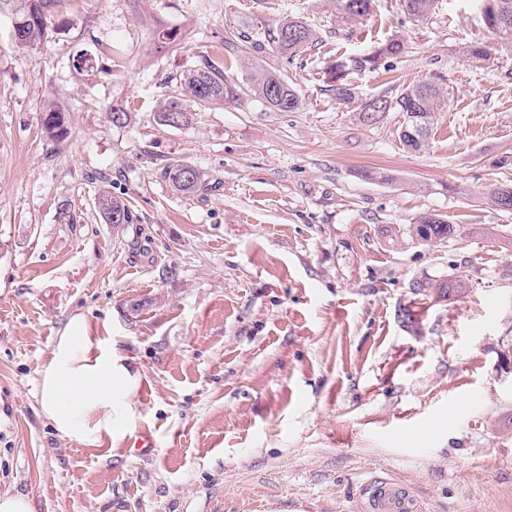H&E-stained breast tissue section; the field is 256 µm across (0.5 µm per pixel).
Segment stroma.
Returning a JSON list of instances; mask_svg holds the SVG:
<instances>
[{"label":"stroma","mask_w":512,"mask_h":512,"mask_svg":"<svg viewBox=\"0 0 512 512\" xmlns=\"http://www.w3.org/2000/svg\"><path fill=\"white\" fill-rule=\"evenodd\" d=\"M243 15L297 17L317 39L289 58L227 51ZM57 21L23 49L0 15V494L33 512H359L386 477L423 512H512V212L484 196L512 185V50L476 0L420 21L372 0L351 22L334 0H70ZM162 28L180 41L157 42ZM391 38L404 54L348 75L357 97L337 101L336 58ZM477 43L486 59L463 55ZM206 58L239 83L253 64L284 75L300 109L249 95L161 125ZM422 80L446 102L421 150L400 142L402 113L359 122L367 98ZM51 106L65 140L42 133ZM178 158L205 189L160 177ZM373 168L394 182L363 179ZM106 177L132 223L102 220ZM426 213L458 235L418 242L406 227ZM457 273L460 298L413 288ZM75 315L138 378L128 432L100 448L62 438L38 403ZM182 99L173 97L164 105L162 111L157 112V120L160 124L178 128L190 122V112L185 111Z\"/></svg>","instance_id":"stroma-1"}]
</instances>
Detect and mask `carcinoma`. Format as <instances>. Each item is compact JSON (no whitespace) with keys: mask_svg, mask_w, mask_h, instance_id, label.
Segmentation results:
<instances>
[{"mask_svg":"<svg viewBox=\"0 0 512 512\" xmlns=\"http://www.w3.org/2000/svg\"><path fill=\"white\" fill-rule=\"evenodd\" d=\"M64 0H0V9L8 6L14 21L27 26L31 23L36 27V39L32 42H21L19 46L34 48L49 37L55 29L54 17ZM485 26L496 36L497 41L505 49L512 50V0H477ZM371 0H336L338 18L348 21L363 18L370 11ZM405 12L416 20L427 18L436 7V0H402ZM314 31L297 18H288L276 24H258L251 17L240 18L226 32L225 43L228 47L242 53L248 50L272 51L292 57L307 48L313 41ZM404 53V44L398 39H388L372 50L342 57L330 67L331 91L336 99L349 103L356 97L355 88L345 81V75L351 72L372 71L386 64L390 59ZM179 84L183 95L190 98L200 107L224 102H234L243 93L264 101L270 108L282 112H294L301 106V98L297 90L280 74L256 68L248 78L247 87L231 80L224 70L204 60L194 69H189L179 76ZM443 95L441 89L430 81H419L401 90L395 97L384 94L370 98V102L384 107L387 111H398L404 116L400 130L403 145L417 151L424 145L435 112L441 106ZM160 124L178 128L190 122V113L185 111L181 99L174 97L157 113ZM43 132L54 141H60L68 134L67 121L64 113L54 109L42 114ZM161 177L172 187L182 193H192L206 186L205 173L195 165L174 160L161 169ZM99 213L103 221L111 223V216H122V223H133L131 210L126 200L112 194L110 190L102 191L98 196ZM432 226V238L428 244H440L454 238L458 227L447 220L423 215L409 225V232L419 234L421 227ZM468 287L467 278L463 275L446 283L417 281L414 288L419 293L428 292L440 299L448 296L456 298L464 295Z\"/></svg>","mask_w":512,"mask_h":512,"instance_id":"obj_1","label":"carcinoma"}]
</instances>
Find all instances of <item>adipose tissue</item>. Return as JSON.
Wrapping results in <instances>:
<instances>
[{"mask_svg": "<svg viewBox=\"0 0 512 512\" xmlns=\"http://www.w3.org/2000/svg\"><path fill=\"white\" fill-rule=\"evenodd\" d=\"M136 383L111 341L93 335L76 315L40 372L41 413L62 437L97 448L133 420Z\"/></svg>", "mask_w": 512, "mask_h": 512, "instance_id": "ef3b65f1", "label": "adipose tissue"}]
</instances>
